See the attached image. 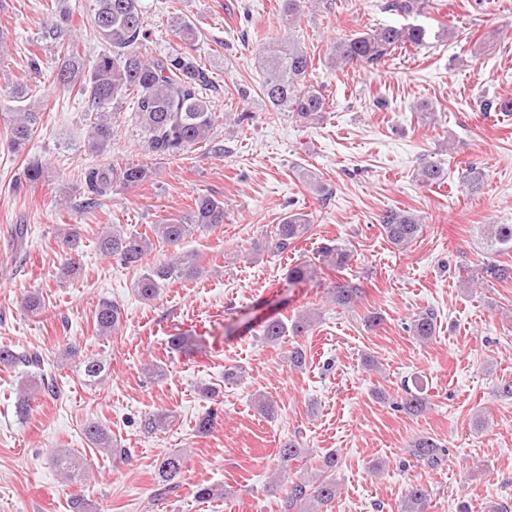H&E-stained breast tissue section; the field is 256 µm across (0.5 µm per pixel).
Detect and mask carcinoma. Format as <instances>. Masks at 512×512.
<instances>
[{"mask_svg": "<svg viewBox=\"0 0 512 512\" xmlns=\"http://www.w3.org/2000/svg\"><path fill=\"white\" fill-rule=\"evenodd\" d=\"M315 7L314 0H281L280 14L287 33L272 38L259 52L258 63L263 74L260 91L274 112H287L299 121L314 124L327 110L328 96L322 87L312 83L314 56L305 42L296 34L298 19ZM425 0H387L385 9L400 16L421 13L428 8ZM91 28L101 49L92 67L84 66L78 42L67 38L71 27L69 14L59 12L47 30V38L60 46L57 66L43 85V97L55 92L75 93L84 100L85 108L94 114L92 143L98 150L112 144L117 113L107 111V106L130 96L134 99L132 119L145 133L147 146L156 156L176 158L192 146L209 137L216 122L207 91L213 82L198 60L178 51L153 54L147 51L149 30L146 28L141 0H92L90 6ZM430 38V30L423 25L385 24L370 32H360L342 38L334 44L329 58L335 60L338 69L374 67L385 63L399 49L409 45L422 46ZM14 102L7 118L9 142L16 151L31 140L40 123L42 112L28 102V85L17 84L4 91ZM45 164L39 158H31L26 167L25 179L37 183L44 175ZM151 170L144 164L127 163L122 167L98 165L82 173L87 189V206L94 207L107 195L116 183L127 187L148 181ZM421 181L441 184L446 173L441 162L426 160L418 170ZM465 187L476 192L483 183V173L476 166H469L462 175ZM224 200L200 194L184 215L171 218L154 228L162 243L176 246L182 240L197 233L210 232L224 224ZM313 219L304 212L291 211L275 226L274 238L264 247L272 253H281L288 246L300 241L311 231ZM380 224L388 241L403 248L419 237L423 231L421 218L405 209H389L380 216ZM487 243L498 252H512V224H491L487 228ZM100 252L112 258L122 268L141 270L135 282V291L144 301L157 298L163 288L178 280H193L201 274L200 266L188 255L171 254L166 259L144 265L150 250V239L145 234H130L112 229L97 239ZM319 260L329 270L338 273L350 259L348 251L330 240L318 251ZM317 269L303 262L288 269V281L307 282L316 277ZM512 279V265L487 263L467 277V283L502 281ZM364 294L360 285L344 280L329 289L328 298L334 305L348 308L359 302ZM122 321V309L118 302L103 300L95 310V323L101 336L116 332ZM312 326L311 316L301 315L291 322L279 317L264 321L259 335L267 342L275 343L284 336H297ZM436 316L425 310L412 320L409 330L420 340L434 336ZM171 349L189 354L195 350L191 336L177 333L170 337ZM0 363L20 367L26 371L29 386L22 390L18 413L24 415L29 401L35 394L57 398L60 395L52 371L46 368L47 360L39 349L14 350L0 346ZM406 396L396 403V408L410 415H418L427 409V399L422 390L405 389ZM174 415L167 409L144 414L139 427L147 434L167 429ZM84 436L97 448L111 454L127 453L102 426L88 423ZM412 455L432 468L441 466L447 456V448L429 437L417 439ZM305 456V449L295 439L281 443L277 450L278 468L272 486L284 490L280 512H316V509L333 502L338 484L332 477L336 457L332 454L323 460L321 473L311 478L292 480L288 477L291 463ZM55 466L70 479L79 474L82 462L70 454L55 458ZM184 459L179 454L164 456L157 463L155 495L173 493L180 487ZM427 490L413 487L405 501L404 512H424Z\"/></svg>", "mask_w": 512, "mask_h": 512, "instance_id": "1", "label": "carcinoma"}]
</instances>
